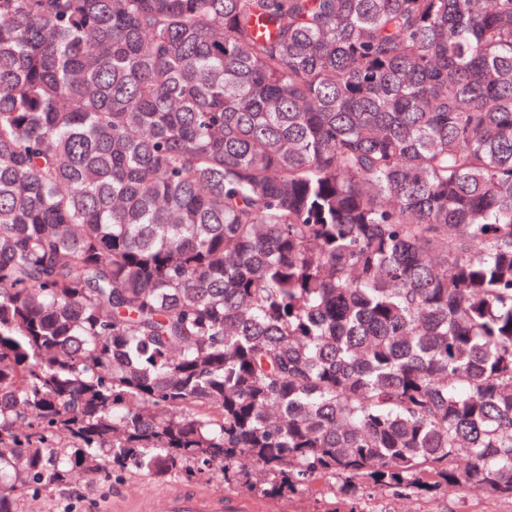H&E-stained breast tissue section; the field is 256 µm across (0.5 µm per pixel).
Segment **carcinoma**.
Masks as SVG:
<instances>
[{
  "label": "carcinoma",
  "instance_id": "cac0c4a2",
  "mask_svg": "<svg viewBox=\"0 0 512 512\" xmlns=\"http://www.w3.org/2000/svg\"><path fill=\"white\" fill-rule=\"evenodd\" d=\"M132 465L512 497V0H0V512Z\"/></svg>",
  "mask_w": 512,
  "mask_h": 512
}]
</instances>
